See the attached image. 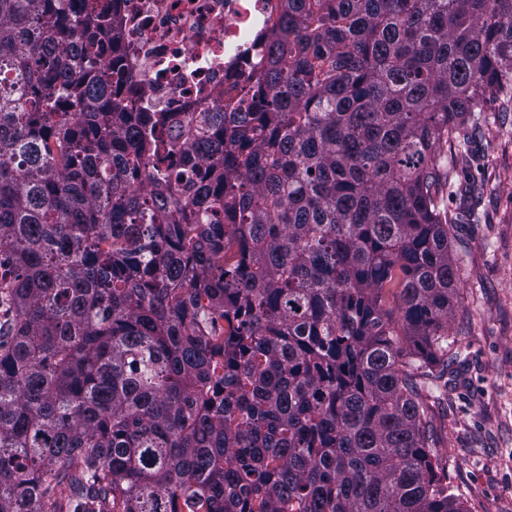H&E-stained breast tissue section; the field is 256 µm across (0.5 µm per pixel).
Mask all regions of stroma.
<instances>
[{
	"mask_svg": "<svg viewBox=\"0 0 512 512\" xmlns=\"http://www.w3.org/2000/svg\"><path fill=\"white\" fill-rule=\"evenodd\" d=\"M464 140L448 150L445 197L458 277L451 383L427 404L467 512H512V106L480 104Z\"/></svg>",
	"mask_w": 512,
	"mask_h": 512,
	"instance_id": "obj_1",
	"label": "stroma"
}]
</instances>
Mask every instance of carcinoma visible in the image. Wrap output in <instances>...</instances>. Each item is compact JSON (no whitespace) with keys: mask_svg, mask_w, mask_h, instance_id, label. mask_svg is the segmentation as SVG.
Wrapping results in <instances>:
<instances>
[{"mask_svg":"<svg viewBox=\"0 0 512 512\" xmlns=\"http://www.w3.org/2000/svg\"><path fill=\"white\" fill-rule=\"evenodd\" d=\"M281 2L250 105L184 125L108 92V14L0 0V512H465L423 392L512 0Z\"/></svg>","mask_w":512,"mask_h":512,"instance_id":"carcinoma-1","label":"carcinoma"}]
</instances>
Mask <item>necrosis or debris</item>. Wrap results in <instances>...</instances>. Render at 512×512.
<instances>
[{
    "label": "necrosis or debris",
    "mask_w": 512,
    "mask_h": 512,
    "mask_svg": "<svg viewBox=\"0 0 512 512\" xmlns=\"http://www.w3.org/2000/svg\"><path fill=\"white\" fill-rule=\"evenodd\" d=\"M122 40L112 86L137 112H231L266 57L279 0H95Z\"/></svg>",
    "instance_id": "obj_1"
}]
</instances>
